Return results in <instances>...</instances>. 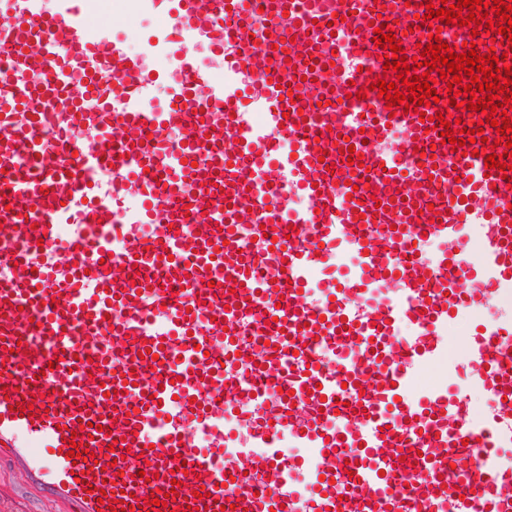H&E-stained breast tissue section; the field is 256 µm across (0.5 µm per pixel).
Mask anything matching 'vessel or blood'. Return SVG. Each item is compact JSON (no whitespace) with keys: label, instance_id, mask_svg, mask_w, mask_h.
<instances>
[{"label":"vessel or blood","instance_id":"b4317fda","mask_svg":"<svg viewBox=\"0 0 512 512\" xmlns=\"http://www.w3.org/2000/svg\"><path fill=\"white\" fill-rule=\"evenodd\" d=\"M86 0H0V50L9 51L14 76L30 78L24 94L0 78V169H13L9 203L0 202V264L21 273L0 287V512H21L26 498L52 504V512H97L99 498L126 512H160L167 495L172 512H221L225 457L254 464V481L268 484L262 498L244 495L239 512H278L301 498L314 512H373L367 500L340 499L332 470H308L282 460L281 435L324 458L352 449L355 474L378 496L398 484L388 471L392 448L407 424L424 428L420 472L446 473L448 441L476 447L479 431L461 425L463 402L447 391L412 395L414 368L447 350L449 323L466 320L478 298L471 288L512 291V188L483 157L443 144L436 167L408 174L406 148L424 128L403 106L387 110L371 87L384 71L382 48L365 43L359 30L377 23L374 0H270L267 38L255 43L246 0H146L162 22L147 38V52L129 53L109 24L91 25ZM299 40L298 57L273 49L284 34ZM222 61L221 71L202 66L199 44ZM165 58L166 68L153 67ZM340 74L338 89L366 90L373 121L352 109L326 112L331 137L298 134L300 112L326 90L325 75ZM301 77L297 94L289 79ZM169 83L171 98L152 96ZM261 113V121L250 118ZM181 130L171 150L164 128ZM93 136L85 149L76 132ZM355 150L372 141L373 194L353 199L351 185L330 187L334 135ZM252 166L226 172L225 210L204 217L183 237L166 233L183 196L207 203L216 192L214 173L224 167V138ZM39 172L15 166L20 154ZM447 186L449 210L401 230L392 204L404 183ZM306 194L310 208L288 207L289 190ZM36 209L38 227L23 223ZM250 224L255 237L282 224L306 227L310 236L274 243L273 265H285L277 281L249 274V261L233 233ZM23 250H16V243ZM355 253L353 268L333 277L316 272L336 253ZM108 255L111 269L66 265L69 256ZM164 265L176 291H152L125 277L133 265ZM224 287L208 306L196 307L213 274ZM401 287L400 302L378 297ZM118 320H110L111 312ZM280 320L296 352L293 368L273 379L286 396L263 411L266 393L256 389L252 420L259 453L239 447L224 428V393L241 380L213 365L214 355L239 363L242 345L217 326ZM415 335L391 344L394 330ZM503 325H484L471 346L493 392L512 393V374L488 372V352ZM319 337L337 369L312 365L305 338ZM388 371L372 391L364 421L336 430L324 424L340 395L358 398L370 366ZM200 422L209 436L190 447L183 421ZM85 448L71 459L70 440ZM128 451L118 459L117 448ZM179 487H172V480Z\"/></svg>","mask_w":512,"mask_h":512}]
</instances>
